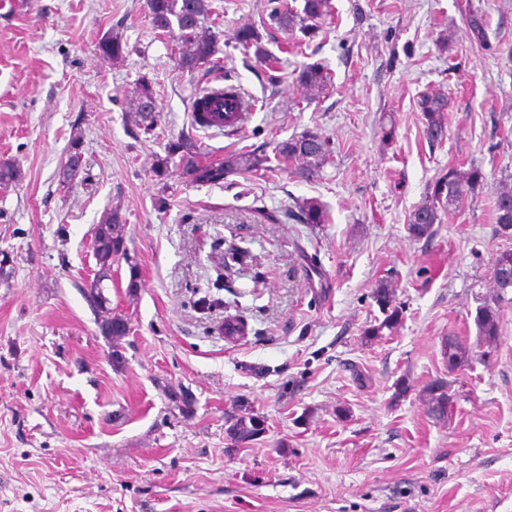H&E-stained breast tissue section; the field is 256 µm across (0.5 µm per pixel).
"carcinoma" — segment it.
Masks as SVG:
<instances>
[{"instance_id":"obj_1","label":"carcinoma","mask_w":512,"mask_h":512,"mask_svg":"<svg viewBox=\"0 0 512 512\" xmlns=\"http://www.w3.org/2000/svg\"><path fill=\"white\" fill-rule=\"evenodd\" d=\"M153 28L164 33H177L179 44L178 66L190 74L209 75L220 67L218 35L206 26L212 13L210 0H147ZM328 0H304L301 10L293 7H274L268 14L270 25L294 34L300 32L308 37L316 29L318 20L326 14ZM467 39L481 47L488 46L486 24L477 11H468L465 18ZM237 44L245 53L267 59L268 52L262 44L263 36L253 25L241 28L237 33ZM127 50L126 44L117 37L107 36L99 43L101 55L117 60ZM298 87L309 99L320 97L328 88V76L318 64H307L296 77ZM420 112L425 120L426 135L430 142L439 143L446 137L448 97L441 93L423 94L418 101ZM157 104L153 92L144 83L133 104V121L148 133L154 130L157 121ZM81 138H72L67 157L58 169V181L62 184L73 181L82 167L80 151ZM280 155L297 163L296 174L305 180L316 181L322 177L331 150L329 142L320 134L308 131L299 136L278 143ZM263 159L249 153L233 154L222 160H202L200 148L191 140L181 138L169 145L167 154L156 157L153 172L159 178L172 173L189 184H221L227 175L242 171H257L262 168ZM21 178L17 165L11 162L0 164V188L6 189ZM484 181L481 169L471 166L461 170L450 166L448 171L439 174L429 187L427 200L411 215L408 225L410 236L414 239L429 238L433 235L434 224L439 222V210L456 205L465 195L473 192ZM288 218L299 224H324L327 220L321 204L313 199L299 202L296 209L288 211ZM495 223L500 230L512 229V187L501 186L496 192ZM126 224L120 211L107 212L99 224L94 227V257L96 259V277L84 291V296L97 318L100 334L111 344L112 361L123 362L119 341L127 335L128 320L111 307L110 299L105 295L104 282L112 280V266L122 259H128L126 247ZM492 279L494 285L503 291L512 288V250L497 253L492 261ZM372 298L384 319L367 327L363 339L370 343L381 336L384 330H393L402 317V309L396 304L395 292L388 284H379ZM475 324L481 342L492 347L499 337V321L496 300L492 299L477 308ZM443 354L448 357V368L453 370L468 357V350L456 336H450L443 342ZM452 404L448 383L438 379L429 384L424 391L425 411L430 418L444 422L448 420V410ZM266 430L265 420L246 402L238 403L225 419V432L231 440L245 445L262 435Z\"/></svg>"}]
</instances>
